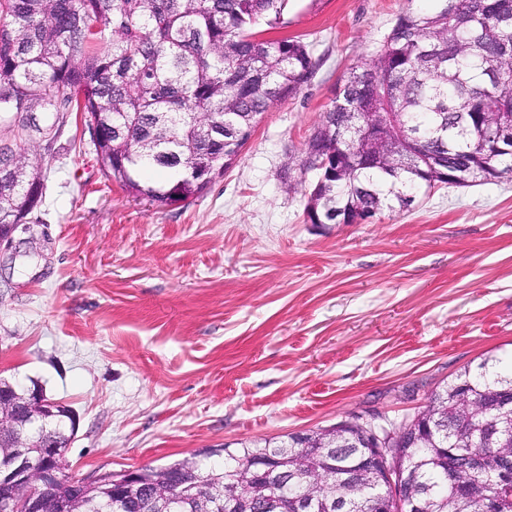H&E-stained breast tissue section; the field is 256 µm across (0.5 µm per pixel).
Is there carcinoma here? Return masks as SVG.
Instances as JSON below:
<instances>
[{
    "mask_svg": "<svg viewBox=\"0 0 512 512\" xmlns=\"http://www.w3.org/2000/svg\"><path fill=\"white\" fill-rule=\"evenodd\" d=\"M288 0H0V117L84 115L100 167L130 194L169 206L200 194L248 141L257 116L294 95L313 73L308 45L297 37L258 39L253 28L283 23ZM372 113V130L353 137L350 113ZM497 114L488 128L482 113ZM302 167L316 174L306 210L312 223L341 224L360 211L409 208L423 189L456 178L471 186L512 178V0H440L432 14L405 13L369 65L349 68L335 104L323 113ZM41 170L0 147V224H16L42 201ZM488 358L431 396L425 412L449 439L408 436L404 454L425 489L423 512H482L464 500L450 472L483 457L474 478L512 512V494H497L496 473L512 467L511 448L478 447L479 428L458 401L490 414L512 401V369ZM3 404L0 460L38 432L16 424L21 390ZM64 413L51 430L67 445ZM346 431L309 432L301 447L286 440L250 441L212 466L194 454L139 469L119 496L68 472L48 500L68 498L75 512H279L310 492V512H339L336 498L373 512L383 473L357 465ZM283 461L281 483L254 490L253 463Z\"/></svg>",
    "mask_w": 512,
    "mask_h": 512,
    "instance_id": "1",
    "label": "carcinoma"
}]
</instances>
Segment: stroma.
<instances>
[{"label": "stroma", "instance_id": "obj_1", "mask_svg": "<svg viewBox=\"0 0 512 512\" xmlns=\"http://www.w3.org/2000/svg\"><path fill=\"white\" fill-rule=\"evenodd\" d=\"M439 0H290L316 68L196 198L107 178L82 115L41 156L30 232L0 249V379L69 406V473L161 466L362 417L400 424L487 357L512 358V179L310 224L300 163L347 69Z\"/></svg>", "mask_w": 512, "mask_h": 512}]
</instances>
